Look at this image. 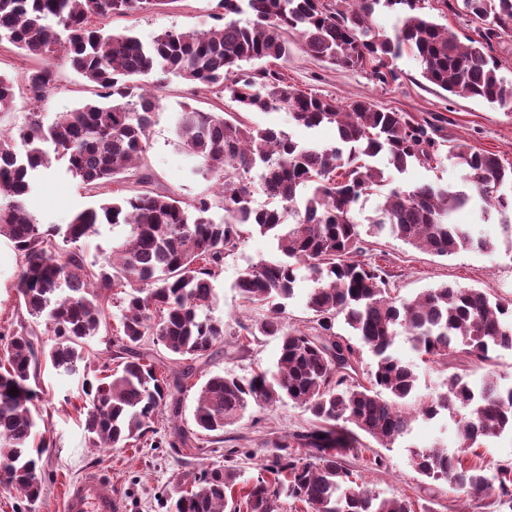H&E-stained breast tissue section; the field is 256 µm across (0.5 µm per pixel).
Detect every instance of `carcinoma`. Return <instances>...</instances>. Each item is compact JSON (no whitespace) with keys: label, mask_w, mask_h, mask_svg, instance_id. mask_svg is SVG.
<instances>
[{"label":"carcinoma","mask_w":512,"mask_h":512,"mask_svg":"<svg viewBox=\"0 0 512 512\" xmlns=\"http://www.w3.org/2000/svg\"><path fill=\"white\" fill-rule=\"evenodd\" d=\"M177 0H0V43L34 56L59 55L86 82L97 99L59 114L50 124L31 114L18 137H0V237L22 258L16 284L19 303L55 337L50 349L38 346L34 329L21 325L0 345V487L29 503L43 492V449L33 408L32 387L41 360L74 374L87 367L85 343L121 311L110 341L113 364L84 380L89 400L83 428L92 448L136 443L151 431L157 414L169 408L179 416L177 395L187 389L194 362L224 343V321L200 314L215 298L214 281L224 256L237 247L248 226L277 241L281 258L261 260L238 278L246 302L267 315L241 326L252 337L279 342L276 370L249 378L216 374L196 398L194 429L172 427L167 448H193L205 437L224 443V430L251 405L291 402L312 417L310 428L275 444L263 473L241 479L235 468L218 466L190 482L168 512H241L228 508L227 493L239 487L246 512H279L281 497L301 502L310 512H414L403 497H383L350 479L340 457L362 433L383 447L404 437L416 416L455 417L459 448L512 431V387L502 389L494 370L496 352L512 349V300L478 288L442 284L415 298L394 297L388 274L377 262H362L360 225L352 211L360 198L380 193L383 202L372 221L404 242L448 257L464 248L489 250L493 243L473 238L450 222L453 211L473 202L483 214L512 212V162L474 151L460 141L450 152L464 169L465 188L439 184L387 187V178L369 160L379 156L402 172L414 162L435 158L439 129L403 112L383 111L364 100L338 106L312 93L294 90L279 72L262 64L291 51L288 34L303 39L316 57L349 69L372 66L386 86L396 79L387 60L411 53L422 77L445 92L488 104L512 101V86L498 76L494 45L512 35V0H462L463 9L484 22L479 39L465 44L452 28L422 13L426 0H216L207 30H167L150 42L114 33L94 20L129 16ZM404 14L391 36L376 29L378 6ZM250 12L240 25L235 16ZM156 74L191 84L219 86L246 112L284 110L307 127H336L333 146L301 147L281 130L251 125L224 112H204L188 103L175 118V135L193 161L191 172L220 185L224 215L213 219L205 196L187 203L169 195H118L77 212L66 227L47 228L26 211L35 175L65 158L69 170L94 192L138 168L149 146L160 100L150 90ZM55 66L44 63L24 73L22 84L35 100L56 86ZM15 99V80L0 74V112ZM21 140L24 153L16 149ZM50 143V153L42 144ZM263 169V192L281 207L250 205L246 174ZM309 191L303 209L296 207ZM103 224L130 227L123 243L102 262H89L74 244ZM316 287L307 295L314 325L291 329L284 301L295 294L300 270ZM343 318L351 335L336 333ZM412 349L438 366L462 354L487 368L479 392L451 374L445 391L417 393L412 365L395 354L400 333ZM162 346L175 369L143 351V342ZM367 349L373 363L360 380L348 365ZM18 393H10L11 388ZM302 448L304 453L291 449ZM414 470L446 483L472 501L496 493L512 504V468L488 477L485 469L439 448L411 451Z\"/></svg>","instance_id":"carcinoma-1"}]
</instances>
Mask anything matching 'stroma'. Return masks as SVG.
Here are the masks:
<instances>
[{
	"instance_id": "1",
	"label": "stroma",
	"mask_w": 512,
	"mask_h": 512,
	"mask_svg": "<svg viewBox=\"0 0 512 512\" xmlns=\"http://www.w3.org/2000/svg\"><path fill=\"white\" fill-rule=\"evenodd\" d=\"M215 0H174L173 4L148 9L125 17L113 16L108 30L131 32L142 41H150L170 28L207 29L213 24ZM292 52L277 61L275 70L285 75L295 89L321 95L346 105L364 99L385 111L404 112L432 121L447 140L465 141L472 149L498 154L512 161V103L500 106L451 95L428 83L421 74L419 61L408 54L390 60L397 79L383 86L372 77L370 69H345L315 58L305 50L299 36H292ZM56 86L41 102H34L24 92H17L10 110L0 112V135H16L30 113H41L44 123H51L58 113L68 112L92 99L93 90L70 66L58 64ZM161 108L156 113L150 133V145L139 168L148 177V190L190 202L213 195L214 182L193 175L191 162L183 153L174 134V116L182 103L188 102L205 111H238L236 103L218 90L191 89L182 80H168L157 91ZM244 120L262 127L286 132L293 141L306 147L330 146L336 142V129L321 126L308 129L291 123L287 112H247ZM464 172L447 148H440L438 161L416 163L404 172L387 171L394 185L412 188L443 183L462 187ZM111 188L92 193L80 178L73 176L65 159H53L48 169L36 177V188L26 207L45 225L69 224L73 215L111 198ZM380 200L362 197L354 217L361 226L366 258L384 257L389 286L394 296L411 299L421 292L452 284L479 288L492 295L512 299V242L500 224L499 214L482 219L478 209L463 208L454 213V223L464 225L476 238L490 239L493 250H463L448 257H438L427 250L406 244L388 232H376L371 225L378 215ZM278 255L277 242L269 235L249 232L236 250L224 259V268L215 283L216 297L209 307L212 317L223 320L226 329L223 347L209 360L196 364L195 376L204 380L213 374L247 377L256 369H275L278 344L269 337H258L247 346H239L236 336L241 324L262 318V308L245 305L235 284L252 264ZM21 259L12 244L0 240V334H11L29 316L20 306L16 283ZM397 354L412 364L418 391L434 394L444 389L448 373H458L473 387H480L485 369L463 357H452L447 368L422 362L412 350L407 334H400L394 344ZM82 375L57 372L50 364H41L36 378L40 398L35 403L38 427L49 441L42 458L45 490L35 503H27L12 490L0 488V512H63L64 491L69 482L79 480L88 471L107 475L123 501V512H166L168 498L178 497L193 477L224 465L241 469L246 476H257L267 464L276 442L295 432L308 429V413L285 402L273 407L251 406L243 417L224 431L222 447L203 442L196 448H158L154 441L167 436L171 423L168 413H159L153 423V438L123 448H92L83 430ZM439 446L455 454L460 452L456 424L452 417L431 420L416 417L410 431L391 447H381L368 436H360L354 450L342 463L357 481L381 495L410 499L416 512H512V507L489 498L479 502L465 500L455 489L433 493L428 480L412 468L409 451L413 448Z\"/></svg>"
}]
</instances>
